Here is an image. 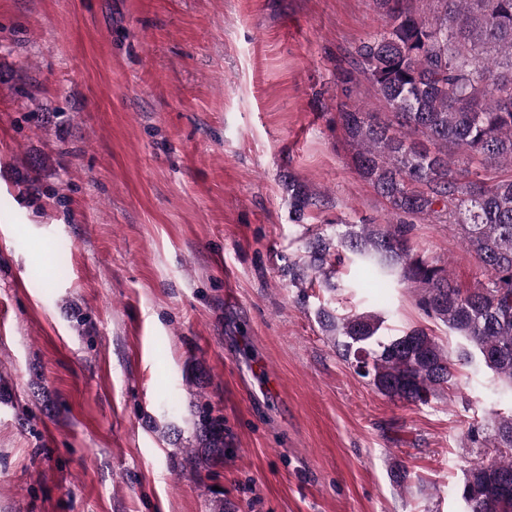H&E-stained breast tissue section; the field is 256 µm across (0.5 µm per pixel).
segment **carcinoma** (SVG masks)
Wrapping results in <instances>:
<instances>
[{
	"mask_svg": "<svg viewBox=\"0 0 512 512\" xmlns=\"http://www.w3.org/2000/svg\"><path fill=\"white\" fill-rule=\"evenodd\" d=\"M383 26L354 47L338 71L349 86L369 82L391 118L341 113L358 172L387 203L396 221L362 224L310 239L307 260L290 268L292 281L311 272L337 290L327 269L340 247L377 272L420 289L419 304L461 339L459 360L488 369L512 391V178L485 179L471 170L512 165V0H373ZM466 154L460 163L455 155ZM296 217L314 204L298 183L288 185ZM444 224L477 260L483 279L463 293L448 270L412 251L408 220ZM319 318L356 374L392 400L428 404L451 381L448 353L423 329L383 339L371 314ZM476 457L455 487L463 512H512V414L468 428ZM198 447L207 463L224 456V424L199 423Z\"/></svg>",
	"mask_w": 512,
	"mask_h": 512,
	"instance_id": "obj_1",
	"label": "carcinoma"
}]
</instances>
